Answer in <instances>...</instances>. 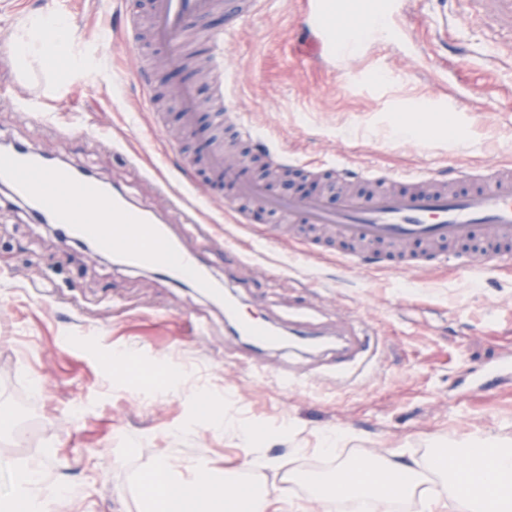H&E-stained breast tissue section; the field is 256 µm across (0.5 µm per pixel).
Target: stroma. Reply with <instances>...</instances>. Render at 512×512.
Wrapping results in <instances>:
<instances>
[{
  "instance_id": "35a3bbf8",
  "label": "stroma",
  "mask_w": 512,
  "mask_h": 512,
  "mask_svg": "<svg viewBox=\"0 0 512 512\" xmlns=\"http://www.w3.org/2000/svg\"><path fill=\"white\" fill-rule=\"evenodd\" d=\"M402 7L389 21L402 41L357 54L343 71L310 52L307 0H268L232 39L224 63L235 81L224 106L244 113L274 150L312 166L307 192L322 191L318 167L332 161L443 176L512 163V53L492 52L465 0ZM24 10L67 14L93 66L52 93L39 79L0 93V146L35 145L156 210L183 247L201 253L215 285L234 291L244 316L287 324L305 282L312 323L361 315L377 354L371 373L350 385L282 388L274 371L287 361L305 369V358L266 351V374L239 367L225 354L236 338L211 296L64 244L0 189V500L12 494L16 469L34 460L46 484L70 490L54 512H140V487L165 462L241 467L249 482H279L274 470L250 468L249 445L233 429H212L214 417L259 430L268 459L314 476L331 472L321 450L333 444L345 458L392 449L422 457L466 437L512 438V383L475 389L512 357V262L466 275L301 254L267 213L238 219L232 184L212 182L195 160L178 110L155 116L150 96L190 80L207 100L211 84L167 64L142 88L133 61L148 48L123 40L120 0H0V78L14 71L12 25ZM23 105L36 119H20ZM42 113L56 134L45 132ZM399 117L447 128L421 143L394 135ZM146 168L188 197L206 184L202 219L215 241L166 208ZM274 268L281 277H270ZM198 320L206 335H190ZM77 402L86 411L73 422Z\"/></svg>"
}]
</instances>
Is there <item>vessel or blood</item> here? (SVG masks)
I'll return each mask as SVG.
<instances>
[{"instance_id":"b4317fda","label":"vessel or blood","mask_w":512,"mask_h":512,"mask_svg":"<svg viewBox=\"0 0 512 512\" xmlns=\"http://www.w3.org/2000/svg\"><path fill=\"white\" fill-rule=\"evenodd\" d=\"M266 0H150L151 41L164 48L181 51L187 38L206 37L214 61L210 110L216 119L234 129L249 143L257 133L240 113L224 109V92L232 80L223 65L224 45L247 19L261 12ZM472 11L482 13L493 30L512 34V0H469ZM318 38L312 43L314 55H327L336 68H344L345 56L337 53L329 39L332 20L321 6L313 8ZM223 14L224 28L207 26L208 19ZM175 94L182 125L197 141L199 151L216 173L232 182L238 195L258 208L281 217L289 224L323 225L332 241L343 248L347 264H358L351 245L377 243L393 247L407 268L453 264L459 271L480 272L470 246H486L488 256L505 258L512 254V166H476L458 171L456 180L467 184L464 192L444 186L438 175L417 169L397 174L382 168L350 170L341 162L325 166V173L343 181L353 177L380 183V190L364 195L343 191L336 205L319 197H298L277 192L248 177L238 169L225 168L224 151L202 122L200 105L191 82L179 84ZM0 186L35 215L50 217L63 239L95 244L98 253L119 257L131 269H150L179 282L189 283L198 292L209 293L213 283L197 253L179 246L168 224L156 212L131 201L120 189L97 177L56 162L35 147L17 143L0 152ZM158 187L186 223L202 237H210L211 227L201 221L198 199L207 198V189L195 184L196 202L175 192L166 180ZM224 315L233 321L236 336L249 341L251 348L233 354L240 367L261 370L256 353L279 347V338L266 322L242 317L234 298L224 300ZM336 341L319 351L320 364L308 372L313 381L348 383L368 368L369 333L358 318L336 325Z\"/></svg>"}]
</instances>
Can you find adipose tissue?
Segmentation results:
<instances>
[{"label": "adipose tissue", "instance_id": "adipose-tissue-1", "mask_svg": "<svg viewBox=\"0 0 512 512\" xmlns=\"http://www.w3.org/2000/svg\"><path fill=\"white\" fill-rule=\"evenodd\" d=\"M10 58L20 72L32 64L50 69L66 57L68 69L84 71L87 60L75 48L69 22L61 13H27L15 27ZM154 486L142 495L143 512H300L292 498L273 495L266 486L240 490L231 469L197 470L185 476L168 465L156 470ZM347 498L373 500L388 506L396 498H421L425 512H512V440L467 439L454 451L434 448L421 458L391 452L383 457L337 460L335 471L312 481L313 497L322 512H334L331 487ZM55 488L43 486L42 468L33 461L15 474L14 493L0 502V512H52Z\"/></svg>", "mask_w": 512, "mask_h": 512}]
</instances>
